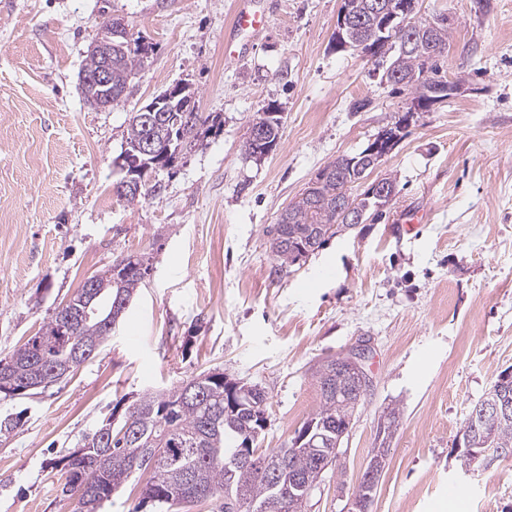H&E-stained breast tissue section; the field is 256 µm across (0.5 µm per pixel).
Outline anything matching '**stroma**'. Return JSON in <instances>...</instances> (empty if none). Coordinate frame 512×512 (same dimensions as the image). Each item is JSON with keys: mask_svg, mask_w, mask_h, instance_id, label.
Instances as JSON below:
<instances>
[{"mask_svg": "<svg viewBox=\"0 0 512 512\" xmlns=\"http://www.w3.org/2000/svg\"><path fill=\"white\" fill-rule=\"evenodd\" d=\"M245 58L224 64L234 0H0V357L89 277L124 256L149 272L112 336L67 380L0 400V512H72L59 464L104 418L219 368L268 397L262 448L315 409L317 364L369 340L372 380L310 512H346L384 409L402 415L369 512H512V461L464 475L470 408L512 366V0H418L447 16L453 94L409 113L390 57L339 49L343 0H270ZM154 50L119 105L94 108L78 74L103 18ZM219 132L158 172L159 196L115 197L132 112L176 83ZM364 109H355L357 101ZM275 105L280 140L244 141ZM408 125L368 181L394 178L386 216L280 269L268 233L327 163ZM422 215L418 224L405 216ZM272 123L268 126L267 131L265 133V142L262 145H254V143L250 142L252 125L248 129L247 138L245 141V150L246 152L252 156L255 155L258 151L261 156L267 155L271 151H273L278 145L280 139V128H281V116H275L272 119ZM248 146V149H246ZM266 152V154H265Z\"/></svg>", "mask_w": 512, "mask_h": 512, "instance_id": "35a3bbf8", "label": "stroma"}]
</instances>
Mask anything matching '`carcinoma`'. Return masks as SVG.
Wrapping results in <instances>:
<instances>
[{
  "label": "carcinoma",
  "mask_w": 512,
  "mask_h": 512,
  "mask_svg": "<svg viewBox=\"0 0 512 512\" xmlns=\"http://www.w3.org/2000/svg\"><path fill=\"white\" fill-rule=\"evenodd\" d=\"M357 11L358 22L345 32L350 48L371 56L384 53L379 44L396 46L387 67V80L402 85L421 98L428 82L423 74L438 72L437 61L448 49V17L442 15L428 22L397 16L391 25L381 28L378 17L365 11L366 0H349ZM122 36L112 37L111 84L83 92L87 103L96 107H112L123 101L130 83L140 73L144 58L152 51L142 36L134 38V48ZM221 125L217 115L195 113L190 125L177 127L158 123L145 130L137 115L130 116L125 138V152L135 150L150 133L158 145L168 144L170 154L164 167L170 168L181 151L197 144L202 128L211 131ZM281 117L272 118L265 142L256 145L245 141L249 155H265L273 151L280 139ZM350 156L329 162L316 174L317 186L311 197L296 200L280 214L277 232L269 239V248L280 266H291L321 247L326 238L320 236L325 227L344 223L338 212V200L347 195L362 212V221L382 215L387 201L365 189L352 195L355 181L365 176V169L350 165ZM156 185H147L139 177L125 188L119 198L134 202L157 194ZM148 266L141 255H128L94 276L98 283L96 297L88 299L78 292L68 307L80 311L97 310L83 320L77 335H67L57 315L21 347L0 359L4 369L0 381L12 385V391L0 390V396L23 398L33 390H45L60 383L56 371L81 343L88 356H93L107 340L103 322L117 317V297L130 301L142 284ZM331 364L330 389L318 383V403L314 412L283 448L259 451L249 465L243 464L240 452L247 441L257 443L262 430L260 414L267 409V396L257 386H250L236 407L226 410L224 383L203 372L184 381L164 394H144L134 403L133 425L139 437L124 432L127 422L104 419L98 428L82 438L81 445L66 458L62 493L76 500L74 512H98L100 503L138 473L150 474L139 505H151L156 512H190L197 503L210 502L214 512H229L227 505L242 501L243 512H264L267 502L288 492V474H303L313 462L312 449L334 448L336 440L348 428L350 418L364 405L366 397L354 394L355 381L346 370L339 369L344 360L326 358ZM190 390L197 400L184 402L180 392ZM489 446L512 448V418L498 423Z\"/></svg>",
  "instance_id": "carcinoma-1"
}]
</instances>
